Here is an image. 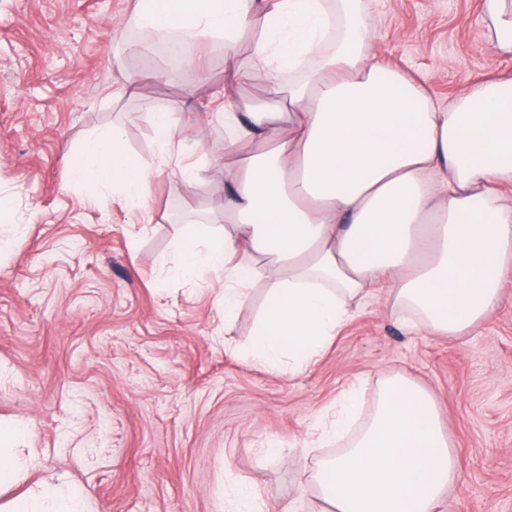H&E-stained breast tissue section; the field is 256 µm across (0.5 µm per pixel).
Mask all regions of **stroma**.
I'll list each match as a JSON object with an SVG mask.
<instances>
[{
    "label": "stroma",
    "mask_w": 512,
    "mask_h": 512,
    "mask_svg": "<svg viewBox=\"0 0 512 512\" xmlns=\"http://www.w3.org/2000/svg\"><path fill=\"white\" fill-rule=\"evenodd\" d=\"M368 50L440 104L512 77L485 0H363ZM138 0H0V423H22V488L59 478L91 512H228L251 488L258 512L299 498L338 450L317 427L343 390L361 414L385 377L425 390L456 457L446 512H512V270L491 318L463 336L403 327L378 286L316 361L285 377L247 350L266 303L254 283L232 321L224 277L171 274L194 224L224 227V121L210 103L223 40L191 42L164 74L132 58ZM141 80L122 89V72ZM170 112L186 140L164 150ZM151 172L145 211L71 185L67 155L108 127ZM204 171L187 182L180 168ZM303 498V497H300ZM305 512H325L316 492ZM152 123L155 136L162 145L176 144L177 136H183V132L178 131L176 124L171 120L169 112H154ZM178 143H181V141H178Z\"/></svg>",
    "instance_id": "35a3bbf8"
}]
</instances>
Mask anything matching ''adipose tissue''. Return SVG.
<instances>
[{
  "mask_svg": "<svg viewBox=\"0 0 512 512\" xmlns=\"http://www.w3.org/2000/svg\"><path fill=\"white\" fill-rule=\"evenodd\" d=\"M357 0H140L147 36L172 33L235 46L252 32V65L226 85L264 73V101L215 98L224 112V231L200 226L180 244L178 275L224 274L233 316L258 273L267 304L250 350L269 366L311 363L377 285L401 325L461 336L500 301L512 268V80L460 91L439 107L421 85L374 63L370 15ZM288 71L280 82L278 71ZM76 185L110 188L142 209L150 182L105 128L67 159ZM0 425V512H86L87 492L54 480L17 490L13 445ZM459 481L440 414L404 379L387 382L354 448L300 486L334 512H445Z\"/></svg>",
  "mask_w": 512,
  "mask_h": 512,
  "instance_id": "adipose-tissue-1",
  "label": "adipose tissue"
}]
</instances>
